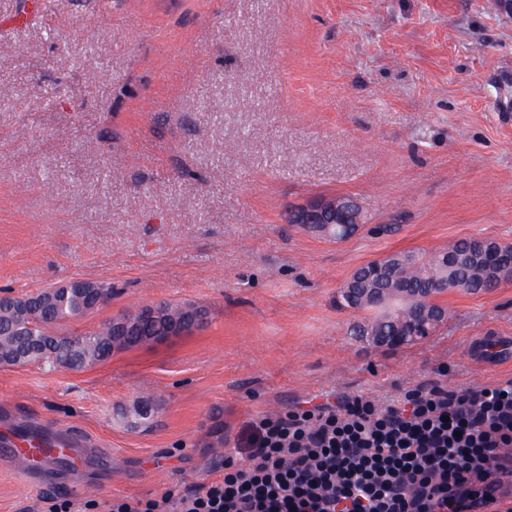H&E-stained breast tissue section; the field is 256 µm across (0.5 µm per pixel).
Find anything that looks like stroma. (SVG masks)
Listing matches in <instances>:
<instances>
[{"label": "stroma", "instance_id": "stroma-1", "mask_svg": "<svg viewBox=\"0 0 512 512\" xmlns=\"http://www.w3.org/2000/svg\"><path fill=\"white\" fill-rule=\"evenodd\" d=\"M486 2L0 0V293L110 282L66 333L157 302L206 312L80 370L0 367V420L97 450L32 478L0 461V512L219 478L247 421L301 400L512 377V280L445 293L446 319L400 348L353 336L337 300L394 251L512 245V18ZM334 194L368 212L351 238L286 223Z\"/></svg>", "mask_w": 512, "mask_h": 512}]
</instances>
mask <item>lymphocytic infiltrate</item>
I'll use <instances>...</instances> for the list:
<instances>
[{
	"label": "lymphocytic infiltrate",
	"instance_id": "obj_1",
	"mask_svg": "<svg viewBox=\"0 0 512 512\" xmlns=\"http://www.w3.org/2000/svg\"><path fill=\"white\" fill-rule=\"evenodd\" d=\"M108 512H512V378L307 400L247 422L222 478Z\"/></svg>",
	"mask_w": 512,
	"mask_h": 512
}]
</instances>
